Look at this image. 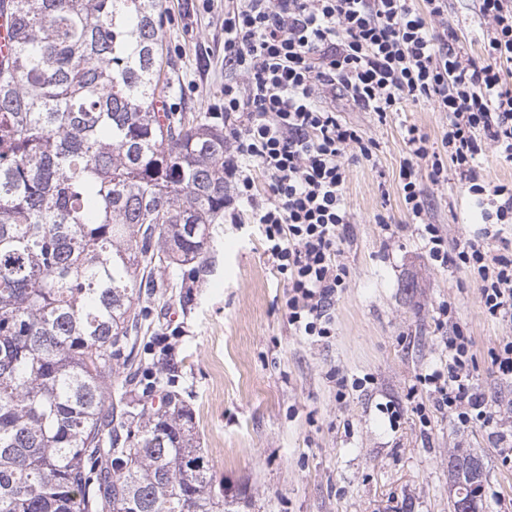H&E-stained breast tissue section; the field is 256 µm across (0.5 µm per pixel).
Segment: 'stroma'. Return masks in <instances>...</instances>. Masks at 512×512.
I'll return each instance as SVG.
<instances>
[{
  "mask_svg": "<svg viewBox=\"0 0 512 512\" xmlns=\"http://www.w3.org/2000/svg\"><path fill=\"white\" fill-rule=\"evenodd\" d=\"M164 7L168 109L214 112L223 100L224 4ZM329 104L380 144L376 162H348L351 223L338 255L347 278L330 305L331 335L303 336L289 325L288 290L259 225L226 218L211 227L210 265L187 299L170 287L144 308L152 329L138 337V357L181 393L230 512H448L458 448L481 460L482 512H512V457L504 455L512 378L491 359L512 341V315H487L470 272L431 260L398 181L401 125L417 126L437 147L448 118L430 103H409L382 125L346 97ZM426 193L449 249L482 231L456 174ZM457 328L473 339L471 382L496 413L487 427L462 426L418 381L447 372ZM161 336L170 337L171 355L160 354Z\"/></svg>",
  "mask_w": 512,
  "mask_h": 512,
  "instance_id": "1",
  "label": "stroma"
}]
</instances>
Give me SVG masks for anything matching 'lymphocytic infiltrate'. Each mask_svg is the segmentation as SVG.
I'll return each mask as SVG.
<instances>
[{
	"label": "lymphocytic infiltrate",
	"instance_id": "f902f5d3",
	"mask_svg": "<svg viewBox=\"0 0 512 512\" xmlns=\"http://www.w3.org/2000/svg\"><path fill=\"white\" fill-rule=\"evenodd\" d=\"M487 27L481 58L464 48L448 24V0H231L224 10V208L248 211L289 288L288 321L305 336H327V311L346 271L336 262L350 222L346 157L373 160L379 143L326 104L339 93L379 123L404 102L431 103L447 113L448 130L432 149L407 125L399 180L405 207L432 259L476 276L480 302L495 316L512 312V257L485 236L449 253L442 229L423 221L422 179L433 184L456 172L484 223L512 224V184L487 181L475 163L484 146L512 164V0H478ZM261 170L269 193L252 177ZM471 337L448 339L452 364L433 372L437 405L461 425L493 422L495 413L473 392L467 366Z\"/></svg>",
	"mask_w": 512,
	"mask_h": 512
}]
</instances>
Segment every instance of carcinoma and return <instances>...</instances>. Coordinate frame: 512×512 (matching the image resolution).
I'll return each instance as SVG.
<instances>
[{
    "mask_svg": "<svg viewBox=\"0 0 512 512\" xmlns=\"http://www.w3.org/2000/svg\"><path fill=\"white\" fill-rule=\"evenodd\" d=\"M0 512H224L192 415L112 407L155 270L224 215V128L156 112L163 0H0ZM452 484L482 477L456 454Z\"/></svg>",
    "mask_w": 512,
    "mask_h": 512,
    "instance_id": "cac0c4a2",
    "label": "carcinoma"
}]
</instances>
